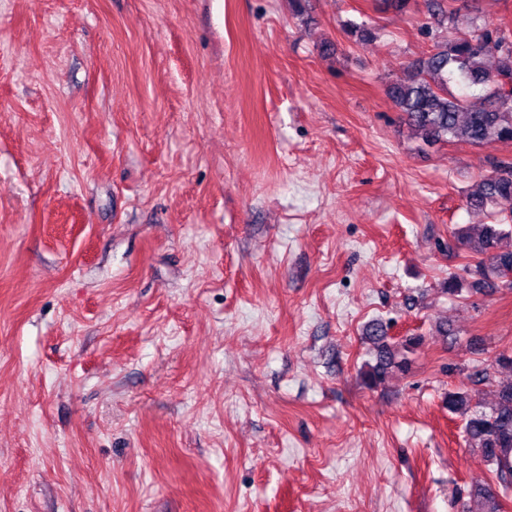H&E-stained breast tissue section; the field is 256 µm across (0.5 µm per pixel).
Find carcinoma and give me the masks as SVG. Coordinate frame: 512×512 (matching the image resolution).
Here are the masks:
<instances>
[{
    "mask_svg": "<svg viewBox=\"0 0 512 512\" xmlns=\"http://www.w3.org/2000/svg\"><path fill=\"white\" fill-rule=\"evenodd\" d=\"M507 40L502 28L483 24L470 38L450 40L427 58L409 62L407 79L388 89L401 119L431 145L445 140L482 146L512 142V49L507 48ZM491 43L499 51L493 73L483 65ZM450 77L467 89L482 86L486 93L480 97L466 92L455 95L448 91ZM466 204L481 211L495 208V223L483 225L475 236L460 229L448 243L450 251L463 249L477 257L475 264L462 267V273L449 274L443 292L450 296L461 294L466 284L474 293L489 292L500 279L512 274V228H503L512 222V162L496 161L492 173L467 194ZM388 330V324L379 320L366 329L364 339L375 354V364H365L361 372L368 388L382 383L395 369L407 372L406 353L421 343V337L407 336L395 344ZM494 367L512 369V352L499 353L487 367H474L467 374L470 385L489 381ZM447 405L449 412L462 417L466 444L479 449L496 478L497 488L476 491L484 501L481 512H501V498L512 491V381L498 384L496 401L490 408L469 390L448 393Z\"/></svg>",
    "mask_w": 512,
    "mask_h": 512,
    "instance_id": "cac0c4a2",
    "label": "carcinoma"
}]
</instances>
